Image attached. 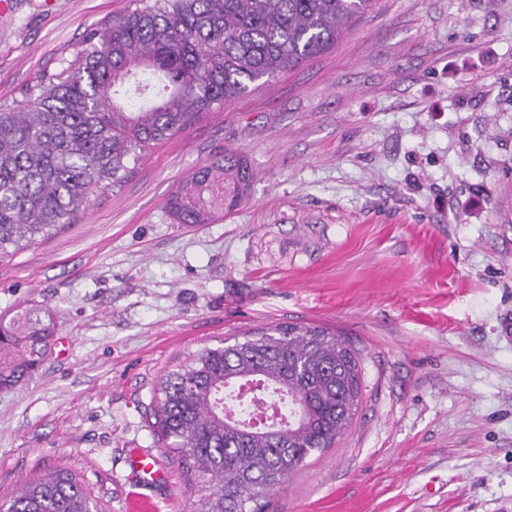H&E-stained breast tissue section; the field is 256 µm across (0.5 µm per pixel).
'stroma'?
Listing matches in <instances>:
<instances>
[{
	"mask_svg": "<svg viewBox=\"0 0 512 512\" xmlns=\"http://www.w3.org/2000/svg\"><path fill=\"white\" fill-rule=\"evenodd\" d=\"M130 0H10L0 99ZM257 173L211 224L166 202L214 155ZM53 313L0 391V499L65 466L126 512L133 449L197 495L146 411L191 354L279 323L343 335L363 399L266 512H512V0H379L335 46L154 148L87 216L0 264V316Z\"/></svg>",
	"mask_w": 512,
	"mask_h": 512,
	"instance_id": "stroma-1",
	"label": "stroma"
}]
</instances>
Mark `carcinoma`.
<instances>
[{
    "instance_id": "obj_1",
    "label": "carcinoma",
    "mask_w": 512,
    "mask_h": 512,
    "mask_svg": "<svg viewBox=\"0 0 512 512\" xmlns=\"http://www.w3.org/2000/svg\"><path fill=\"white\" fill-rule=\"evenodd\" d=\"M377 0H131L87 30L80 49L0 101V262L77 224L152 147L320 55ZM255 172L226 151L176 187L178 224H209L237 209ZM54 338L40 305L0 317V389L43 364ZM355 350L319 326L277 324L206 347L165 373L150 405L158 440L201 496L194 512H262L259 500L307 458L335 445L361 401ZM270 388L288 412L260 429L224 413V390ZM7 512H93L75 473L24 479Z\"/></svg>"
}]
</instances>
